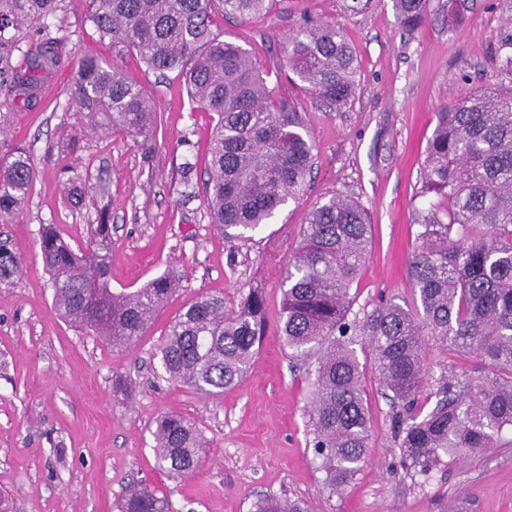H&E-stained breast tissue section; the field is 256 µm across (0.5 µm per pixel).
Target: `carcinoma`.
<instances>
[{
  "instance_id": "cac0c4a2",
  "label": "carcinoma",
  "mask_w": 512,
  "mask_h": 512,
  "mask_svg": "<svg viewBox=\"0 0 512 512\" xmlns=\"http://www.w3.org/2000/svg\"><path fill=\"white\" fill-rule=\"evenodd\" d=\"M57 0H0V81L25 99L63 64L68 34L50 31ZM100 39L122 43L161 75L179 72L189 99L212 113L206 207L228 239L268 224L296 199L314 164L309 117L268 84L257 53L214 30V10L261 18L272 0H85ZM402 26L418 27L429 0H393ZM41 38L21 46L25 35ZM282 61L303 89L331 108L348 103L358 63L344 29L307 19L292 30ZM72 100L91 127L147 147L156 107L123 70L84 53L69 61ZM421 194L436 197L408 262L412 302L391 298L351 313V289L369 257L371 224L357 200L333 195L309 213L282 276L278 331L289 354L308 362V447L331 494H341L367 461L371 436L366 371L391 400L402 464L427 476L447 463L512 446V84L474 90L436 113L421 169ZM34 180L23 146L0 157V224H12ZM39 249L54 306L69 323L116 348L147 334L154 313L179 288L164 272L133 291L111 288L112 224L104 209L83 249L42 226ZM19 262L0 245V278ZM267 327L258 288L229 307L203 295L178 314L158 347L168 381L221 397L249 370ZM364 338L366 350L355 345ZM475 365L435 378L428 346ZM433 401L424 411L427 401ZM158 465L196 473L206 444L184 418L162 415L152 431ZM119 512H170L151 486H130ZM252 512H307L290 498L264 496Z\"/></svg>"
}]
</instances>
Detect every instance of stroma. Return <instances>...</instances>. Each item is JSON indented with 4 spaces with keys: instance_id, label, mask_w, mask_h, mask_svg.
Returning <instances> with one entry per match:
<instances>
[{
    "instance_id": "1",
    "label": "stroma",
    "mask_w": 512,
    "mask_h": 512,
    "mask_svg": "<svg viewBox=\"0 0 512 512\" xmlns=\"http://www.w3.org/2000/svg\"><path fill=\"white\" fill-rule=\"evenodd\" d=\"M352 0H275L261 19L215 15L217 30L255 49L267 80L310 115L315 160L306 185L272 223L227 239L205 204L210 113L187 97L181 77L148 70L135 52L100 40L84 0H61L52 17L70 39L66 57L91 52L119 65L157 104L150 148L87 129L64 66L27 101L0 86V155L31 154L35 178L15 223L0 224L20 263L0 280V492L11 512H118L130 483L164 494L171 512H251L265 495L303 501L309 512H512V447L493 448L422 476L400 465L392 409L369 382L370 458L344 494L323 485L307 448L308 376L276 325L281 270L310 209L334 194L358 199L374 226L371 253L352 291L353 312L413 298L408 260L429 197L420 169L435 114L475 88L512 83L499 46L512 35V0H430L423 23L401 27L393 0L354 13ZM341 25L359 64L354 97L320 106L279 65L285 38L303 18ZM192 163L190 183L183 163ZM82 188L72 202V187ZM112 224L114 290H133L167 269L180 291L134 347H112L66 324L39 255L42 225L85 247L100 208ZM263 288L268 330L248 373L219 398L167 382L156 350L176 314L204 294L236 303ZM164 413L183 416L207 445L204 468L174 477L158 468L152 430Z\"/></svg>"
}]
</instances>
